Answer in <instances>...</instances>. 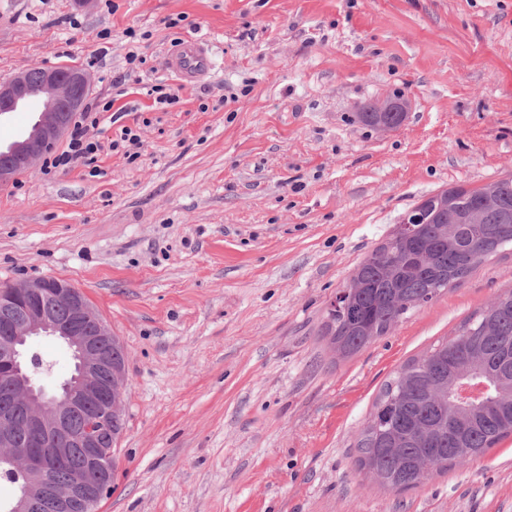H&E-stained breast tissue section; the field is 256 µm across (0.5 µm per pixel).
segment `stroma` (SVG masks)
I'll return each instance as SVG.
<instances>
[{
    "label": "stroma",
    "instance_id": "stroma-1",
    "mask_svg": "<svg viewBox=\"0 0 512 512\" xmlns=\"http://www.w3.org/2000/svg\"><path fill=\"white\" fill-rule=\"evenodd\" d=\"M187 38L215 61L191 85L166 69ZM57 64L110 103L102 148L0 186V287L69 281L127 352L98 512H512V435L405 492L356 449L401 365L512 290V250L354 355L318 333L407 209L512 174V0H0V80ZM396 92L399 128L361 122Z\"/></svg>",
    "mask_w": 512,
    "mask_h": 512
}]
</instances>
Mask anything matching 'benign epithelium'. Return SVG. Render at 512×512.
I'll list each match as a JSON object with an SVG mask.
<instances>
[{
    "label": "benign epithelium",
    "mask_w": 512,
    "mask_h": 512,
    "mask_svg": "<svg viewBox=\"0 0 512 512\" xmlns=\"http://www.w3.org/2000/svg\"><path fill=\"white\" fill-rule=\"evenodd\" d=\"M90 90L86 69L71 66L24 69L0 81V116L39 103L38 118L30 131L0 147V185L32 170L49 147L69 131L72 114L80 111ZM409 102L388 96L365 108L367 122L380 132H390L405 120ZM497 193L487 185L480 195L471 222L482 223ZM448 211V190H440L409 209L390 237L406 241L413 225L425 215ZM54 302L71 310L70 319L58 323L45 314ZM53 336L65 343L74 360V371L58 389L48 391L38 375L49 370L42 358L29 351L30 341ZM117 339L107 324L93 316L81 289L50 277H39L0 290V377L4 379L8 407L0 409V461L22 471L25 481L5 506L6 512H72L81 505L95 512L109 493L105 472L112 471V421L123 414L127 388V354L112 358ZM82 413L88 426L75 434L70 416ZM41 446L51 447L21 455L14 451L20 433ZM81 449L84 464L71 468L68 482L52 479L54 464L68 460Z\"/></svg>",
    "instance_id": "obj_1"
}]
</instances>
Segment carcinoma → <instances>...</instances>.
Wrapping results in <instances>:
<instances>
[{
	"label": "carcinoma",
	"mask_w": 512,
	"mask_h": 512,
	"mask_svg": "<svg viewBox=\"0 0 512 512\" xmlns=\"http://www.w3.org/2000/svg\"><path fill=\"white\" fill-rule=\"evenodd\" d=\"M512 246V176L498 180V196L483 224L459 225L450 246L442 225H419L411 244L397 242L365 258L355 269L365 287L350 296L346 310L326 318L320 335L345 345L349 356L386 335L410 311L468 278L487 258ZM495 322L492 336L479 332L481 321ZM487 361L482 374L492 390L467 424L456 422L451 402L438 403L423 391L431 382L453 391L454 377L472 354ZM512 435V291L499 295L477 318L465 321L452 338L407 361L389 380L357 440V463L381 486L407 491L422 482L416 460L434 451L446 471L458 463V449L474 458Z\"/></svg>",
	"instance_id": "carcinoma-1"
}]
</instances>
